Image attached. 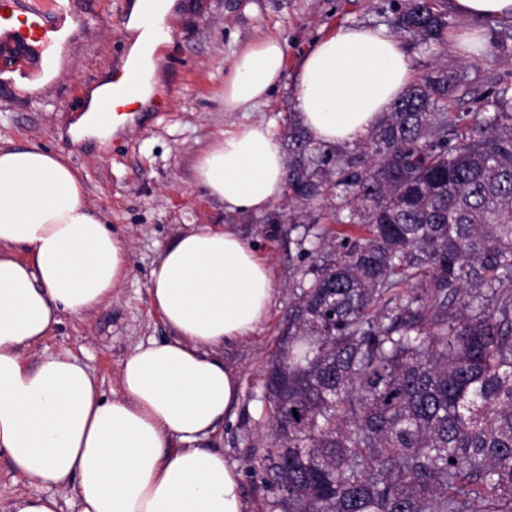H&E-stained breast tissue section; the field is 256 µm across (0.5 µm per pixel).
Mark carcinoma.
I'll return each mask as SVG.
<instances>
[{"instance_id": "obj_1", "label": "carcinoma", "mask_w": 512, "mask_h": 512, "mask_svg": "<svg viewBox=\"0 0 512 512\" xmlns=\"http://www.w3.org/2000/svg\"><path fill=\"white\" fill-rule=\"evenodd\" d=\"M447 10L405 0L392 28L439 47ZM510 103L512 80L478 98L433 70L337 169L363 236L297 294L268 371L271 512H512ZM292 141L306 205L328 172Z\"/></svg>"}]
</instances>
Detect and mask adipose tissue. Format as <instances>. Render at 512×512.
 I'll return each mask as SVG.
<instances>
[{"instance_id": "1", "label": "adipose tissue", "mask_w": 512, "mask_h": 512, "mask_svg": "<svg viewBox=\"0 0 512 512\" xmlns=\"http://www.w3.org/2000/svg\"><path fill=\"white\" fill-rule=\"evenodd\" d=\"M471 20L456 46L488 47L487 23L512 18V0H452ZM285 45L268 36L236 55L224 109L248 112L279 87ZM412 62L382 27L345 26L300 62L294 108L316 141L365 137L410 83ZM285 159L270 124L225 131L199 157L195 179L229 213L264 212L282 192ZM124 240L88 207L80 176L38 146L0 147V455L21 479L73 492L80 512H244L241 475L205 441L238 404L222 346L268 316L269 265L231 231L179 235L150 272L171 339L148 340L122 361L105 396L69 354L29 363L62 315L112 298L126 279Z\"/></svg>"}]
</instances>
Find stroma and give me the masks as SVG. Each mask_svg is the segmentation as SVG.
Returning a JSON list of instances; mask_svg holds the SVG:
<instances>
[{
    "label": "stroma",
    "mask_w": 512,
    "mask_h": 512,
    "mask_svg": "<svg viewBox=\"0 0 512 512\" xmlns=\"http://www.w3.org/2000/svg\"><path fill=\"white\" fill-rule=\"evenodd\" d=\"M180 10L165 26L173 39L161 50L163 84L171 94L162 113L145 111L136 130L108 141L77 137L74 118L86 89L106 83L121 59L131 0H70L80 20L69 52L56 59V73L36 92L21 81L0 87V146L37 145L63 155L80 174L85 199L121 232L130 270L110 302L82 316L62 315L39 345L25 352L37 361L46 352H66L86 365L104 392L118 388L122 360L140 342L168 339L152 303V267L174 239L201 227L233 231L255 245L271 269L275 295L265 322L253 336L226 346L225 362L238 374L242 397L209 441L241 472L247 512H268L274 493L260 459L268 442L265 376L288 328L293 293L308 284L322 260L314 235L349 231L342 188L310 205L300 225L271 224L266 214L225 212L194 178L197 159L224 131L254 121L272 123L282 151L291 135L305 130L294 109L298 65L311 44L344 25L390 26L402 0H179ZM266 36L285 44L281 86L253 112L224 109V76L236 52ZM403 46L415 75L448 64L479 92L494 89L512 71V60L486 54L469 64L445 44L426 51L410 38Z\"/></svg>",
    "instance_id": "obj_1"
}]
</instances>
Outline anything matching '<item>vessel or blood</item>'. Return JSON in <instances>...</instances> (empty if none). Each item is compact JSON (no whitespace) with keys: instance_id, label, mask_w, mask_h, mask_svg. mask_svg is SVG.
<instances>
[{"instance_id":"obj_1","label":"vessel or blood","mask_w":512,"mask_h":512,"mask_svg":"<svg viewBox=\"0 0 512 512\" xmlns=\"http://www.w3.org/2000/svg\"><path fill=\"white\" fill-rule=\"evenodd\" d=\"M74 25L64 0H0V76L44 74L47 57L67 51ZM143 93L156 110L168 104L167 92L148 83L140 59L127 58L112 76V91L95 112L96 123L113 122L119 130H126L140 118Z\"/></svg>"}]
</instances>
